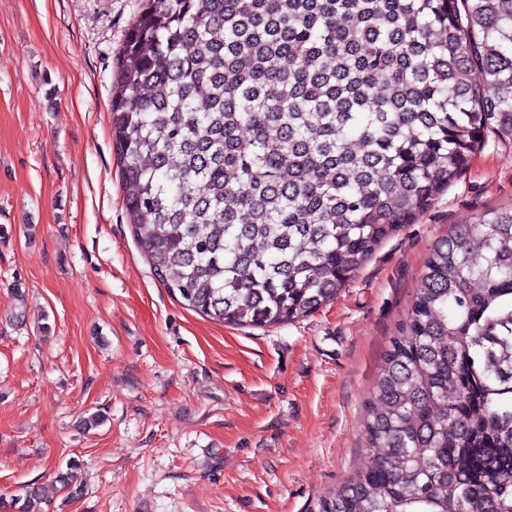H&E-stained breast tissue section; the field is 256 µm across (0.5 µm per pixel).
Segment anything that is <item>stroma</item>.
<instances>
[{"label":"stroma","mask_w":512,"mask_h":512,"mask_svg":"<svg viewBox=\"0 0 512 512\" xmlns=\"http://www.w3.org/2000/svg\"><path fill=\"white\" fill-rule=\"evenodd\" d=\"M145 4L0 0V495L44 485L37 512H318L370 454L365 403L433 239L512 207V142L487 136L313 314L202 317L136 244L112 148V80Z\"/></svg>","instance_id":"35a3bbf8"}]
</instances>
